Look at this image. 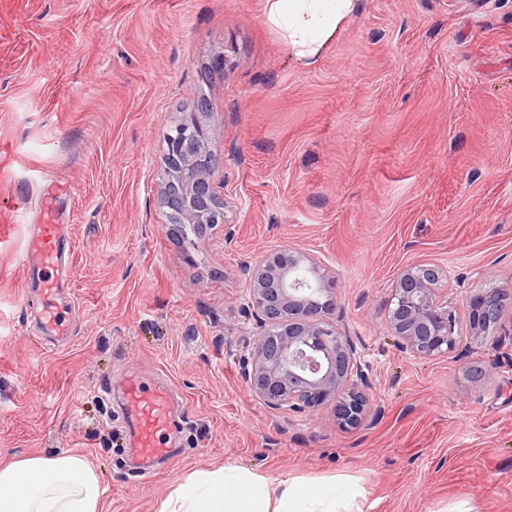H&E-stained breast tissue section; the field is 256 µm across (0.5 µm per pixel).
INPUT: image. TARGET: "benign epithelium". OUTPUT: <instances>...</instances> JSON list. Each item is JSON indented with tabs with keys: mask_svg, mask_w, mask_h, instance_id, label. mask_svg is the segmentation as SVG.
<instances>
[{
	"mask_svg": "<svg viewBox=\"0 0 512 512\" xmlns=\"http://www.w3.org/2000/svg\"><path fill=\"white\" fill-rule=\"evenodd\" d=\"M222 138L224 129L202 123L195 114L166 134L161 203L176 213L178 223H227L213 151ZM246 270L247 311L261 328L250 342L244 370L250 391L274 411L312 414L332 402L339 426L361 424L372 383L352 337L330 322L337 302L334 277L314 255L288 247L271 251ZM444 291L442 273L424 265L403 267L391 288L386 324L402 347L418 357L445 356L462 342L459 318ZM465 301L471 342L489 336L512 339L503 323L504 294L474 291Z\"/></svg>",
	"mask_w": 512,
	"mask_h": 512,
	"instance_id": "7a95c632",
	"label": "benign epithelium"
}]
</instances>
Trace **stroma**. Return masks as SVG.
Returning a JSON list of instances; mask_svg holds the SVG:
<instances>
[{
    "mask_svg": "<svg viewBox=\"0 0 512 512\" xmlns=\"http://www.w3.org/2000/svg\"><path fill=\"white\" fill-rule=\"evenodd\" d=\"M193 112L224 129L232 224L187 248L159 190L164 136ZM42 174L69 227L61 348L22 302ZM281 246L336 279L332 320L373 383L357 427L246 386L244 267ZM409 264L449 273L462 320L468 291L512 290V0H360L309 63L264 0H0V461L79 451L101 512H159L227 465L344 482L361 512H512V344L403 349L384 309ZM131 364L184 404L145 479L121 393L100 394Z\"/></svg>",
    "mask_w": 512,
    "mask_h": 512,
    "instance_id": "obj_1",
    "label": "stroma"
}]
</instances>
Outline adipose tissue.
<instances>
[{"mask_svg": "<svg viewBox=\"0 0 512 512\" xmlns=\"http://www.w3.org/2000/svg\"><path fill=\"white\" fill-rule=\"evenodd\" d=\"M357 2L265 0V15L304 61L322 53ZM104 493L93 467L74 451L0 465V512H99ZM351 501L340 484L283 480L273 486L230 465L189 477L160 512H350Z\"/></svg>", "mask_w": 512, "mask_h": 512, "instance_id": "obj_1", "label": "adipose tissue"}]
</instances>
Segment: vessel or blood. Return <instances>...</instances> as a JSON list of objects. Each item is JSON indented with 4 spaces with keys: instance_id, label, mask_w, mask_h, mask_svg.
Returning a JSON list of instances; mask_svg holds the SVG:
<instances>
[{
    "instance_id": "obj_1",
    "label": "vessel or blood",
    "mask_w": 512,
    "mask_h": 512,
    "mask_svg": "<svg viewBox=\"0 0 512 512\" xmlns=\"http://www.w3.org/2000/svg\"><path fill=\"white\" fill-rule=\"evenodd\" d=\"M58 192L57 186L48 185L41 201L43 222L28 238L23 259L25 268L39 282V289L28 305L35 311L38 335L46 345L67 343L73 334L74 307L62 295L65 263L61 243L65 238V227L56 221ZM118 383L133 447L148 460L168 457L171 453L168 437L175 412L171 388L149 382L136 366L127 367Z\"/></svg>"
}]
</instances>
